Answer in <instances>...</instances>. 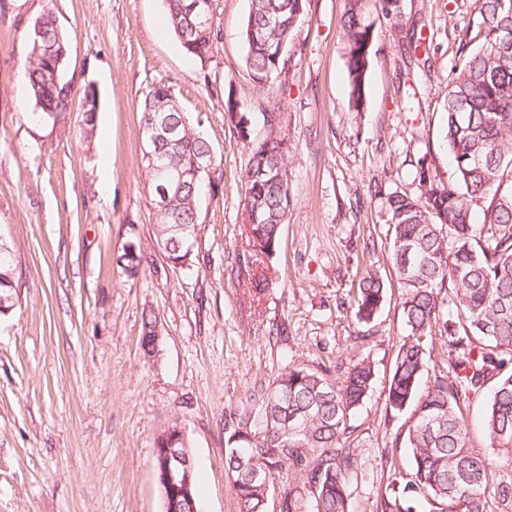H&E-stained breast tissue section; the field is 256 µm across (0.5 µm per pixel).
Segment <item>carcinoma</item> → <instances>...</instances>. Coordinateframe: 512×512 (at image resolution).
I'll list each match as a JSON object with an SVG mask.
<instances>
[{"instance_id":"obj_1","label":"carcinoma","mask_w":512,"mask_h":512,"mask_svg":"<svg viewBox=\"0 0 512 512\" xmlns=\"http://www.w3.org/2000/svg\"><path fill=\"white\" fill-rule=\"evenodd\" d=\"M216 0H168L170 22L184 52L206 68L221 43L214 26ZM307 0H250L243 23L245 65L256 93L270 97L288 82L295 31ZM484 42L464 53L448 83L442 113V141L453 164L445 181L422 157L415 165L419 193L386 194L392 225L391 260L399 284L398 307L408 334L399 341L390 372L385 409L411 411L401 444L410 465L395 452L382 456L389 494L381 512H512V0H482ZM341 35L346 49L347 95L352 112L364 111L366 80L376 39V20L366 0H345ZM30 54L23 75L39 115L53 120L67 111L62 97L68 42L53 12L29 32ZM77 111L86 133L94 128L97 98L83 96ZM224 112L238 137L252 139L242 172L250 226L246 249L251 292L269 287L261 263L276 254L292 206L288 139L273 132L277 113H264L271 129L252 138L248 108L233 88L224 91ZM141 120L176 130L156 142L157 166L143 160L144 188L154 232L152 250L181 271L193 266L192 237L185 228L199 221L204 187L215 190L223 173L210 143L184 112L173 88L155 85L141 105ZM184 176L176 188L170 170ZM149 256L138 238L123 247L118 263L136 277ZM17 256L0 241V315L18 304ZM386 283L362 273L351 300L363 323L381 311ZM160 335L153 313L143 320L141 346L154 354ZM441 342H436V339ZM450 358L453 376L430 368L431 357ZM374 367L355 361L341 384L323 370L294 364L254 388L236 406L224 409V468L238 512H351L350 478L360 464L358 448L343 443L350 421L372 385ZM495 379L484 411L491 451L468 446L462 404ZM295 468V488L275 485L272 471ZM307 497H302V492Z\"/></svg>"}]
</instances>
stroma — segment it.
I'll return each mask as SVG.
<instances>
[{
	"label": "stroma",
	"instance_id": "35a3bbf8",
	"mask_svg": "<svg viewBox=\"0 0 512 512\" xmlns=\"http://www.w3.org/2000/svg\"><path fill=\"white\" fill-rule=\"evenodd\" d=\"M481 0H397L377 16L365 110L348 108L344 0H308L276 103L256 95L241 31L248 0H218L223 39L207 66L178 46L163 0H0V235L19 260V303L0 316V512H163L152 458L160 427L185 426L200 512H237L224 469V410L296 362L340 382L350 361L375 368L346 436L364 465L352 512H376L388 476L381 456L410 416L387 414L390 369L405 326L383 196L415 191V164L452 166L441 117L462 43L479 44ZM52 11L69 38L65 75L95 91L92 134L82 115L40 118L23 77L28 34ZM421 28L429 64L407 67L403 40ZM174 87L221 157L223 180L199 201L197 264L154 256L129 278L117 263L152 225L141 167L140 108L156 83ZM232 87L255 135L279 113L290 147L293 205L253 299L239 257L247 247L241 172L251 144L224 114ZM380 272L387 299L371 324L349 301L359 274ZM156 313L161 352L141 347Z\"/></svg>",
	"mask_w": 512,
	"mask_h": 512
}]
</instances>
